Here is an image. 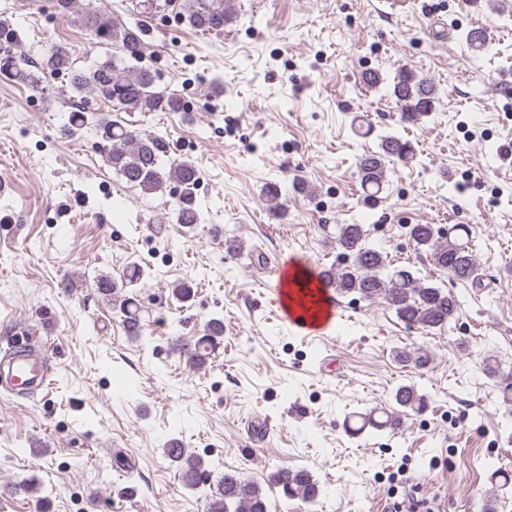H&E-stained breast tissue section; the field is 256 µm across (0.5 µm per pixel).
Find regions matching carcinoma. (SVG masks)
I'll return each mask as SVG.
<instances>
[{
	"label": "carcinoma",
	"instance_id": "carcinoma-1",
	"mask_svg": "<svg viewBox=\"0 0 512 512\" xmlns=\"http://www.w3.org/2000/svg\"><path fill=\"white\" fill-rule=\"evenodd\" d=\"M53 4L58 14L99 42L112 46L118 54L76 70L71 50L61 44H51L42 53L40 66L26 69L18 63L22 57L19 30L10 21L1 19L0 78L41 91L50 79L62 75L69 79L73 92L90 93L111 103L116 116L99 123V136L108 146L107 162L127 185L145 195L162 194L168 184H177L180 188L175 201L178 223L188 226L201 223L202 213L195 193L199 181L196 167L188 161L166 162V144L161 138L143 136L117 116L119 112H178L183 109L179 97L159 86L156 72L141 65L142 29L112 21L102 6L91 0L84 4L78 0H53ZM183 19L195 30L222 32L232 21V13L228 0H184ZM390 94L401 118L413 122L435 110L438 92L430 79L401 71L394 77ZM87 124V110L72 111L66 130L74 135ZM415 157L416 150L411 142L396 135L381 138L379 150L358 156L356 167L366 202H376L385 182L387 164L393 161L407 164ZM408 236L416 250L425 255L436 276L461 282L479 281L478 261L468 227L456 224L444 232L433 224H411ZM334 243L342 255L351 258L346 265L320 272L336 293L379 301L394 310L401 322L427 335L447 329L456 320L459 303L455 296L435 283L423 282L408 266L392 265L388 256L367 246L362 225H336ZM140 279V268L131 264L122 273L119 283L110 276L101 277L98 290L110 297L118 288H129ZM118 302L127 336L138 341L146 339L136 298L126 294ZM223 337V321L212 318L202 335L188 339L177 337L176 351L187 365L196 367L206 362ZM396 358L416 368H424L431 362L430 353L420 348L399 350ZM483 370L495 381L502 401L512 404V371L501 369L490 356L485 358ZM393 399L401 411L375 408L362 413L358 415L360 425L351 431L357 434L368 427L377 431L395 430L405 413H419L428 406L427 395L413 385L398 387ZM170 458L178 463L187 486L193 488L202 482L206 470L200 458L184 451ZM271 482L281 488L288 499L312 503L319 495L318 484L306 469L279 468L271 475ZM205 512H267V504L259 486L245 483L238 471H226L218 481L216 494L206 499Z\"/></svg>",
	"mask_w": 512,
	"mask_h": 512
}]
</instances>
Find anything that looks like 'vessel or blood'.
Segmentation results:
<instances>
[{
	"label": "vessel or blood",
	"mask_w": 512,
	"mask_h": 512,
	"mask_svg": "<svg viewBox=\"0 0 512 512\" xmlns=\"http://www.w3.org/2000/svg\"><path fill=\"white\" fill-rule=\"evenodd\" d=\"M294 264L282 261L269 267L266 288L277 306L279 318L308 339L325 337L339 317L332 288L313 282L312 294H304L293 280ZM49 358L32 353L26 336H18L0 357V394L13 396L47 390Z\"/></svg>",
	"instance_id": "obj_1"
}]
</instances>
